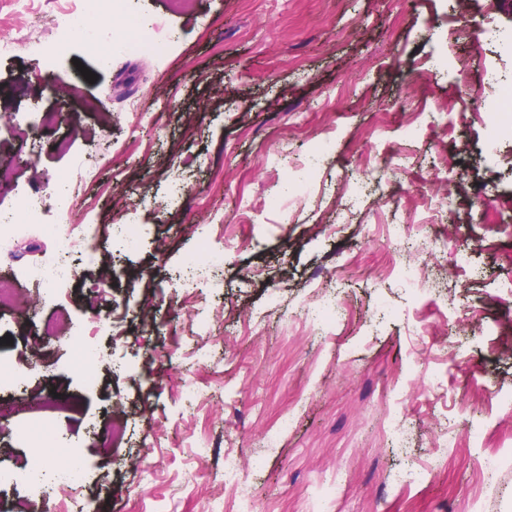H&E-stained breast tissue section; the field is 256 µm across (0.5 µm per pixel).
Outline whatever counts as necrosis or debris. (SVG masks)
<instances>
[{
  "label": "necrosis or debris",
  "instance_id": "4bbe7bcc",
  "mask_svg": "<svg viewBox=\"0 0 512 512\" xmlns=\"http://www.w3.org/2000/svg\"><path fill=\"white\" fill-rule=\"evenodd\" d=\"M127 0H51L54 12L53 31L46 37L29 35L18 29L15 37L0 39V59L9 57L17 48H24L29 55L42 61H57L70 52L73 43L80 42L97 51L104 65H111L117 58L145 56L160 59L171 47V38L164 27L147 22L128 13ZM122 18L120 28H112V17ZM487 84L494 95L490 100L493 111L494 132L483 145L485 155L498 151L497 130L512 128V80L501 79L497 71H490ZM96 171L85 156L75 158L70 176L59 178L52 188L27 195L19 207L12 211L0 210V258H9L15 240L39 234L47 242L40 260L0 277V298L13 297L16 310L29 305L22 284L28 283L39 291L41 301L54 305L63 302L65 288L79 282V267L94 268L99 263L100 239L95 227L89 224H70L66 221L73 189L91 182ZM56 211L59 221L46 224V211ZM197 245L185 259L188 270L186 285L195 279L222 272L232 253L224 240L223 228L211 224L193 225ZM387 239L406 242L415 247L418 257L391 265L388 276L402 283L409 304L431 301L436 294L430 285L432 271L424 262L427 254L442 252L445 242L441 237L421 233L414 224H388L384 227ZM347 309L338 299L335 289L317 287L299 305L295 316L307 323L314 335L322 336L346 316ZM111 324L102 320L71 327L73 338L72 359L84 371L87 385L98 383V369L109 364V355L98 349L95 335L111 331ZM496 409L470 427L466 436L475 446L501 435L507 422L512 421V395L494 394ZM457 431L443 427L437 434L440 449L434 459L423 466L408 464L398 475L389 477L387 483L396 495H408L411 490L428 481L442 464L446 463L447 449L456 447ZM70 463L56 472L53 480H46L41 464L24 459L19 466L0 468V490L21 486L26 495L21 505H7L0 512H39L41 505L66 497H78L77 512H91L92 501L83 497L87 473L77 450H70ZM247 474L240 468L235 456L224 458V486L229 493L225 498L209 500L207 512H256L250 496L240 487Z\"/></svg>",
  "mask_w": 512,
  "mask_h": 512
}]
</instances>
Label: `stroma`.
I'll use <instances>...</instances> for the list:
<instances>
[{
    "mask_svg": "<svg viewBox=\"0 0 512 512\" xmlns=\"http://www.w3.org/2000/svg\"><path fill=\"white\" fill-rule=\"evenodd\" d=\"M173 32L162 60L116 59L101 67L94 50L74 45L63 66H48L17 51L0 61V115L32 105L63 115L36 149L0 134V159L12 161L0 208L20 195L70 173L75 155L88 154L98 171L74 199L70 221L96 225L101 261L87 272L97 291L68 292L73 322L95 316L114 321L97 337L111 354L95 388L71 361L72 342L44 336L57 316L42 305L18 314L21 330L0 344V359L21 357L38 366L17 402L12 422L27 424L32 407L58 400L45 423V452L21 450L0 434V467L21 454L56 468L69 447L81 450L84 495L97 512H205L223 494L215 478L225 454L249 472V492L264 512H310L319 479L342 476L347 489L337 512H469L481 491L486 512H512V467L481 483L473 448L449 449V464L435 480L399 497L385 476L435 453L440 418L467 430L487 411L485 391L512 394V302L498 287L512 281V263L499 248L512 241V135L495 157L482 151L489 133L488 105L440 73L431 82L410 79L422 56L468 58L475 85L487 69L512 72V54L445 42L459 28L476 32L486 18L479 0H130ZM50 32V11L25 15L17 0H0V38L17 26ZM95 73L89 82L81 68ZM135 97L136 110L125 100ZM448 104V128L425 127L419 141L393 131L417 105ZM330 154L304 200L283 197L255 223L238 220V203L256 199L278 180L274 159H303L310 140ZM452 159L450 172L433 168L437 150ZM412 153L409 173L396 174L385 157ZM180 181L176 208L157 210L171 181ZM369 182L351 212L337 216L320 188L341 181ZM416 187L440 200L446 223L435 231L447 243L433 272L440 303L409 307L394 280L384 279L387 258L408 255L372 234L391 220V201ZM137 199L138 244L113 245L122 204ZM215 220L239 240L223 278L195 284L199 311L220 306L224 320L210 335L180 307L183 265L195 248L189 227ZM485 238L473 270L454 266L456 251ZM340 291L348 310L337 332L310 335L288 321L307 299L314 279ZM278 304H267L270 293ZM393 314L373 316L378 297ZM482 318L456 332L444 307ZM265 311L262 336L245 334L248 316ZM209 351L205 367L197 348ZM403 380L410 404V445L391 447L381 433L393 404L389 388ZM210 391L204 402L183 401V382ZM293 415L274 453L261 455V437L281 415ZM113 426L111 447L94 440L97 426ZM209 436L208 466H198L200 436ZM154 471L153 481L140 479Z\"/></svg>",
    "mask_w": 512,
    "mask_h": 512,
    "instance_id": "stroma-1",
    "label": "stroma"
}]
</instances>
